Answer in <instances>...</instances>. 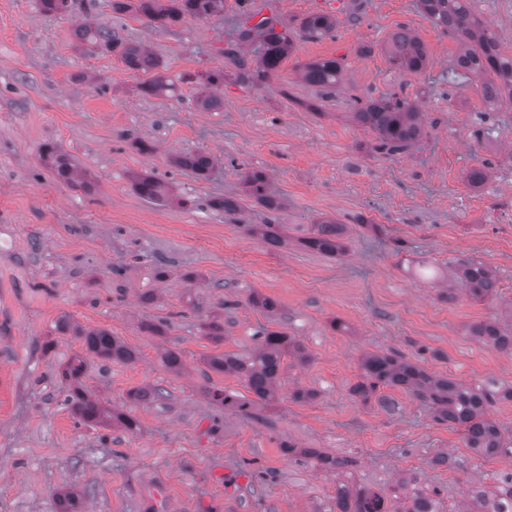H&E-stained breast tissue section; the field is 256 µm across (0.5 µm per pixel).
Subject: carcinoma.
<instances>
[{"instance_id":"carcinoma-1","label":"carcinoma","mask_w":512,"mask_h":512,"mask_svg":"<svg viewBox=\"0 0 512 512\" xmlns=\"http://www.w3.org/2000/svg\"><path fill=\"white\" fill-rule=\"evenodd\" d=\"M157 0H140L138 9L154 21H177L182 15L206 17L224 9V0H171L168 9L157 7ZM420 10L437 27L454 35L460 42L461 51L453 77L472 73L481 78L480 91L494 88L499 94H508L512 100V56L498 50L495 38L487 22L472 9V0H419ZM277 20L266 17L254 26L242 23L238 42H259L260 56L253 70L234 47L224 49V56L242 69L240 78L244 82L259 84L274 75L281 62L289 55L292 40L288 31H276ZM336 27L334 16L326 13L312 14L304 18L300 28L309 38L328 35ZM76 37L94 48L114 50L122 48V58L131 70L148 73L158 67L154 55L144 46L127 43L118 32L108 25L81 24L75 30ZM386 55L394 67L419 73L428 65L426 50L420 40L409 30L401 28L394 32L385 48ZM343 77V64L338 59H321L307 63L301 70V79L327 92L336 90ZM354 121L375 136V149L384 154L402 153L415 145L423 134L424 114L416 105L397 97H378L360 101L352 113ZM41 162L52 169L57 178L66 184L79 181L81 173L69 159L57 152L43 150ZM177 168L190 170L198 175L213 166V159L205 152H188L175 159ZM245 184L251 194L268 210L277 212L281 203L270 189L266 174L254 171ZM134 187L144 198L162 202L166 198L164 184L151 175L135 178ZM249 231L261 233L270 245L280 246L285 242L281 224H263ZM344 225L333 220H323L314 227V234L304 244L322 254L335 256L345 251L341 242ZM457 283L474 301L491 300L497 295V279L494 270L483 262L467 261L458 264L455 270ZM470 334L483 345L512 353V335L503 331L495 322H482L470 329ZM86 349L100 357L128 362L134 353L118 342L110 332L100 329L80 332ZM299 341L280 332L263 333L261 346L248 358L233 354H222L210 360V366L236 376L248 395L217 389L211 393L212 401L226 410L241 416H250L258 406L276 401L283 357L295 355L303 358ZM360 380L351 388V393L364 402L376 396L383 388L401 389L430 404L434 420L461 430L467 447L477 454L489 458L498 455L512 456V435H505L501 426L488 418L487 408L498 400H512V387L489 389L481 384L466 385L444 376L427 372L423 367L391 353H370L361 363ZM84 371L83 361H71L63 369L61 377L68 383L66 402L85 423L110 425L118 423L130 433L138 430V422L132 416L108 408L87 394L80 385ZM301 454L325 469H342L349 461L304 449ZM397 494L408 497L411 505L403 512H439V501L433 496L411 488L410 481L402 480L397 485ZM338 512H389L385 496L360 487L342 483L336 491ZM466 512H512V487H501L495 491L476 490L471 496Z\"/></svg>"}]
</instances>
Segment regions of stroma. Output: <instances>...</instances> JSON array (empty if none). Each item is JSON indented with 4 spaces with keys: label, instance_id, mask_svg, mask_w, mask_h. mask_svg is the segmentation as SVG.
<instances>
[{
    "label": "stroma",
    "instance_id": "1",
    "mask_svg": "<svg viewBox=\"0 0 512 512\" xmlns=\"http://www.w3.org/2000/svg\"><path fill=\"white\" fill-rule=\"evenodd\" d=\"M127 2L123 13L112 0H84L48 14L39 0H0V512H56L66 488L79 492L81 512H336L338 483L387 496L401 478L437 489L440 512H457L473 489L498 485L512 456L476 454L402 390H387L384 405L350 388L375 352L466 384L512 386V354L468 334L493 319L512 332V105L487 112L478 78H450L458 44L416 0H224L219 13L163 26ZM472 6L512 54V0ZM319 12L335 15L336 28L307 38L300 23ZM247 13L276 16L294 40L258 85L224 56ZM83 21L147 47L170 90L145 92L148 75L119 52L79 45ZM401 27L427 51L419 73L385 55ZM322 58L344 64L328 95L299 77ZM219 70L223 83L208 85ZM204 92L221 106L199 108ZM392 95L425 112L426 133L386 155L347 115L358 100ZM44 148L76 162L85 184L59 182L40 163ZM197 151L214 159L206 176L174 167ZM475 168L488 174L479 186L468 179ZM251 170L281 196L278 215L245 192ZM144 172L169 183L168 204L135 191ZM224 197L237 200L236 214L211 207ZM274 217L286 246L247 230ZM325 217L344 224V254L299 246ZM464 260L494 269L496 300L444 298ZM255 293L276 310L253 305ZM63 318L71 330H59ZM213 319L224 327L218 343L206 329ZM78 328L108 330L135 360L86 352ZM267 329L307 356L284 358L279 402L253 418L213 404L209 391L243 386L209 358L250 357ZM169 350L180 371L164 365ZM76 355L86 390L132 414L137 433L84 424L65 403L60 372ZM153 387L161 400L129 397ZM299 388L314 400L293 401ZM289 444L352 465L326 471L288 455Z\"/></svg>",
    "mask_w": 512,
    "mask_h": 512
}]
</instances>
